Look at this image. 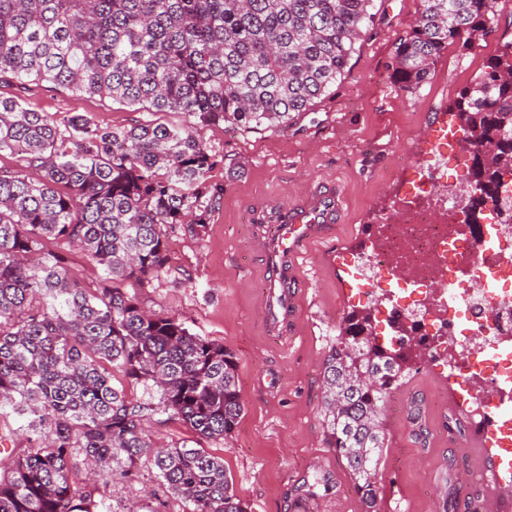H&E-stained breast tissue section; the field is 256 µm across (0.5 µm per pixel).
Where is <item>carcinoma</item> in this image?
I'll return each instance as SVG.
<instances>
[{
	"label": "carcinoma",
	"instance_id": "obj_1",
	"mask_svg": "<svg viewBox=\"0 0 512 512\" xmlns=\"http://www.w3.org/2000/svg\"><path fill=\"white\" fill-rule=\"evenodd\" d=\"M499 0H422L391 50L393 84L415 92L441 53L473 48ZM374 0H0V84L47 82L156 112L102 129L88 116L57 122L0 96V443L35 436L0 468V512H110L99 483L124 481L150 459L160 485L191 512H247L224 458L185 444L159 447L143 427L155 414L201 440L231 435L242 416L238 361L183 321L146 311L117 286L169 272V224H205L223 189L208 183L214 155L198 123L262 130L288 124L326 94L370 34ZM456 113L471 162L470 207L499 200L512 168V42L462 88ZM52 240L80 248L105 273L90 292ZM420 359L417 344L378 342L373 311L352 310L324 363L326 433L370 509L385 444L387 392ZM121 376L143 395L130 399ZM88 483L71 478L77 462Z\"/></svg>",
	"mask_w": 512,
	"mask_h": 512
}]
</instances>
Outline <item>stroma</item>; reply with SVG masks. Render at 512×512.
Segmentation results:
<instances>
[{"label": "stroma", "mask_w": 512, "mask_h": 512, "mask_svg": "<svg viewBox=\"0 0 512 512\" xmlns=\"http://www.w3.org/2000/svg\"><path fill=\"white\" fill-rule=\"evenodd\" d=\"M377 21L359 41L330 94L286 127L246 131L201 124L200 139L216 163L210 183L223 186L206 224L166 228L171 274L128 283L152 311L175 316L199 335L223 343L237 357L241 419L228 437L206 442L221 456L249 512H365L345 460L329 448L324 410V360L351 303L341 301L325 252H344L376 209L391 203L412 177L406 162L421 154L420 135L512 41V0L479 47L449 46L421 89L410 93L390 79L391 44L408 29L420 0H375ZM55 120L80 113L103 128L145 121L185 124L178 112H154L46 83L1 85ZM339 183L347 212L325 248L312 249L302 273L304 303L291 334L273 336L262 325L261 273L251 239V213L262 199L285 203L311 182ZM438 368L418 367L392 392L383 411L385 446L377 469L379 512H445L464 449L477 431L448 411V385ZM422 403L421 421L410 418ZM137 481L110 482L99 494L112 512H188L161 489L150 462Z\"/></svg>", "instance_id": "obj_1"}]
</instances>
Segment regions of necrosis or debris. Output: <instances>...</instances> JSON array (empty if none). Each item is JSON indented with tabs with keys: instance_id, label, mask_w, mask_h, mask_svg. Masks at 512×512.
Here are the masks:
<instances>
[{
	"instance_id": "1",
	"label": "necrosis or debris",
	"mask_w": 512,
	"mask_h": 512,
	"mask_svg": "<svg viewBox=\"0 0 512 512\" xmlns=\"http://www.w3.org/2000/svg\"><path fill=\"white\" fill-rule=\"evenodd\" d=\"M447 221L429 209L398 224H379L355 259L363 276L356 299L372 304L378 332L417 326L426 336L428 365L443 364L461 383L474 415L495 429H512L499 414L498 394L512 387V213L467 217L464 188L449 185ZM448 285H433L436 272Z\"/></svg>"
}]
</instances>
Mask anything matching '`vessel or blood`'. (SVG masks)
Masks as SVG:
<instances>
[{
	"label": "vessel or blood",
	"mask_w": 512,
	"mask_h": 512,
	"mask_svg": "<svg viewBox=\"0 0 512 512\" xmlns=\"http://www.w3.org/2000/svg\"><path fill=\"white\" fill-rule=\"evenodd\" d=\"M461 139L460 123L449 112L436 113L423 135L428 147ZM419 203L418 196L402 194L392 208L377 211L374 221L387 223ZM345 206L346 198L338 184L318 181L288 204L261 202L254 207L252 219L264 227L263 232L254 235L253 242L263 275L260 308L267 333L284 334L288 324L296 320L304 298L299 287L301 261L314 245L330 237L336 224L343 220ZM507 445V440L498 438L494 429L476 434L467 444V460L457 475L460 489H468L474 473H481L485 502L499 505L505 497L503 476L512 474V456L503 458L497 451Z\"/></svg>",
	"instance_id": "b4317fda"
}]
</instances>
